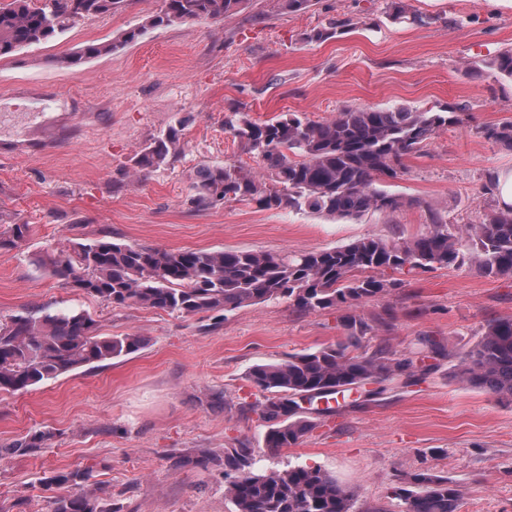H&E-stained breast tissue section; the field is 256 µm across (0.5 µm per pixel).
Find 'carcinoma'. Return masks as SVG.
Segmentation results:
<instances>
[{
  "label": "carcinoma",
  "mask_w": 512,
  "mask_h": 512,
  "mask_svg": "<svg viewBox=\"0 0 512 512\" xmlns=\"http://www.w3.org/2000/svg\"><path fill=\"white\" fill-rule=\"evenodd\" d=\"M242 0H164L160 12L110 44H89L57 63L73 68L86 58L113 52L135 41L146 28L221 20L236 12ZM128 0H10L0 7V59L17 50L53 40L80 20L108 14ZM356 27L339 19L308 34L325 41ZM477 74L512 80V50L473 66ZM463 124L453 106L433 109H343L327 120L302 119L294 113L264 122L244 116L234 130L242 147L256 155L262 172L234 165L199 169L192 203L208 207L235 200L261 210H308L352 218L365 212L394 213L408 201L380 188L379 181L404 172V159L424 148L442 128ZM484 137L512 150V121L482 128ZM180 130L171 129L140 149L138 170L157 168L176 156ZM30 232L28 224H10L0 232V250L18 248ZM470 243L471 265L489 277L512 278V207L485 215L478 224L461 227L433 215L427 232L402 242L369 235L321 251L254 250L166 251L112 241L104 233L75 242L71 251L44 260L51 275L82 294L113 306L138 305L180 314L225 311L286 299L300 312L325 309L339 316L344 339L314 351L288 355L279 362L253 366L247 380L263 399L252 405L266 424L265 448L276 455L315 426L314 420L288 404L335 395L370 381L410 384L414 361L392 357L389 350H360L369 330L352 310L363 301L401 286L381 279L387 270L454 266L464 261L462 242ZM146 338L136 333L103 336L85 311L43 309L37 316L16 315L0 322V393L25 391L66 373L95 368L142 349ZM458 379L499 399L512 400V318L488 322L479 343L460 358ZM53 433L35 430L6 446L0 457L28 454L47 445ZM255 449L240 441L219 455L192 450L175 456L177 469H217L234 512H351L350 491L321 467L252 468ZM66 494L47 497V512H121L112 492L92 480V472L74 470L44 482ZM406 512H459L462 491L448 478L430 472L412 475L396 489Z\"/></svg>",
  "instance_id": "obj_1"
}]
</instances>
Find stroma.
<instances>
[{
    "mask_svg": "<svg viewBox=\"0 0 512 512\" xmlns=\"http://www.w3.org/2000/svg\"><path fill=\"white\" fill-rule=\"evenodd\" d=\"M405 3L419 23L393 21L386 0H317L298 13L282 0H243L224 19L150 28L123 49L73 69L59 65L86 44L119 39L163 5L134 0L0 60V225L31 227L21 247L0 251V321L45 307L83 310L102 335L148 339L133 355L0 394V444L44 428L53 434L32 454L0 458V512H47L42 479L88 467L121 512H232L217 471H179L172 457L220 453L241 440L255 448L259 469L320 465L352 492L353 512H404L393 489L424 470L459 486L460 512H512V402L454 377L486 323L512 317V279L465 261L402 274L401 287L359 304L370 326L364 349L413 358L433 342L441 354L414 385L350 393L272 458L246 375L340 341L338 311L302 313L283 299L194 315L115 307L66 288L43 264L102 233L167 251L279 253L367 235L401 241L425 232L433 211L448 224L479 223L499 206L484 189L489 175L512 169V150L481 132L512 121V80H478L469 70L512 48V6ZM345 17L357 28L307 41ZM450 104L464 124L439 130L385 184L410 201L397 212L337 219L191 202L200 167H259L229 124L233 110L257 122L286 113L321 121L347 108ZM172 128L182 131L180 153L135 172L136 152Z\"/></svg>",
    "mask_w": 512,
    "mask_h": 512,
    "instance_id": "35a3bbf8",
    "label": "stroma"
}]
</instances>
